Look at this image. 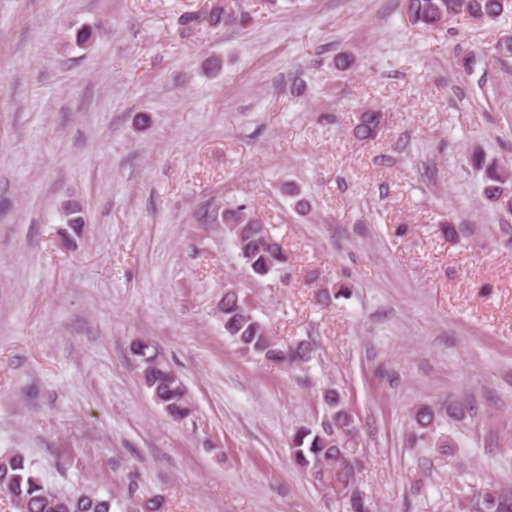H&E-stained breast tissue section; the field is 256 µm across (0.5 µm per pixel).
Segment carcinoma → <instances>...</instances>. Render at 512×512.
<instances>
[{"label":"carcinoma","mask_w":512,"mask_h":512,"mask_svg":"<svg viewBox=\"0 0 512 512\" xmlns=\"http://www.w3.org/2000/svg\"><path fill=\"white\" fill-rule=\"evenodd\" d=\"M507 0H407L406 19L412 27L427 31L439 30L448 18L461 13L482 22L501 17ZM248 19L244 12L230 9L186 15L182 26L194 28L204 24L237 23ZM383 125V114L376 108L358 113L352 134L360 141L372 139ZM470 164L483 173L484 196L493 206H499L502 193L512 196V171L490 161L480 151L469 156ZM207 221L224 225V235L239 243V256L259 279L285 274L288 253L282 241L272 232L259 229L264 223L247 201L237 202L209 212ZM349 295L344 282L327 284L321 299L328 303ZM224 336L245 355L275 361L288 367H304L313 357V345L304 339L285 344L272 336L267 324L250 311L248 302L236 288L224 289ZM141 379L152 396L160 400L169 416L181 419L188 414L184 384L180 376L153 351L152 344L142 341L136 354ZM325 420L316 426L301 424L291 435L292 462L310 473L326 488L334 484L350 491L352 512H368L367 504L355 487L358 463L349 457L343 446L345 437L354 434L357 426L342 395L333 387L321 394ZM475 412L463 401H442L417 407L412 414L413 439L427 448H449L448 437L438 433L442 423L450 418L463 419ZM0 490L7 492L21 512H50L51 502L64 504L58 512H112V497H98L88 492L62 491L46 484L34 470V463L19 452L0 459ZM475 512H512V497L493 487L477 494Z\"/></svg>","instance_id":"1"}]
</instances>
